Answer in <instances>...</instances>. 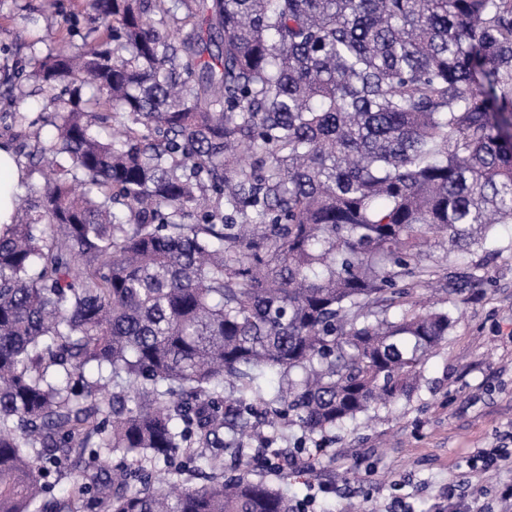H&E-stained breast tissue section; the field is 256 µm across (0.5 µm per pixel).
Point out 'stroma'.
I'll list each match as a JSON object with an SVG mask.
<instances>
[{
  "label": "stroma",
  "mask_w": 512,
  "mask_h": 512,
  "mask_svg": "<svg viewBox=\"0 0 512 512\" xmlns=\"http://www.w3.org/2000/svg\"><path fill=\"white\" fill-rule=\"evenodd\" d=\"M90 27L86 0H0V78L22 80L19 101L0 100V139L25 155L30 139L10 114L37 119L47 95L31 79L35 59L45 56L58 35L82 42ZM497 257L478 270L480 284L455 298L441 287L432 295L440 306L454 304L456 322L447 341L429 356L414 391L329 433L327 448L312 475L291 469L253 471L278 487L288 500L306 498L312 486L349 488L347 500L319 495L317 512L338 506L362 512L363 496L411 495L414 512H446L445 490L461 479L475 448L502 443L512 429V224L494 231Z\"/></svg>",
  "instance_id": "obj_1"
}]
</instances>
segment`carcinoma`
Listing matches in <instances>:
<instances>
[{
    "mask_svg": "<svg viewBox=\"0 0 512 512\" xmlns=\"http://www.w3.org/2000/svg\"><path fill=\"white\" fill-rule=\"evenodd\" d=\"M89 6L104 35L36 71L69 93L0 234V512H291L250 478L260 453L224 475V428L324 435L447 340L422 288L462 291L454 268L512 224V0ZM86 454L136 468L48 497L44 459ZM199 459L201 485L153 477Z\"/></svg>",
    "mask_w": 512,
    "mask_h": 512,
    "instance_id": "1",
    "label": "carcinoma"
}]
</instances>
